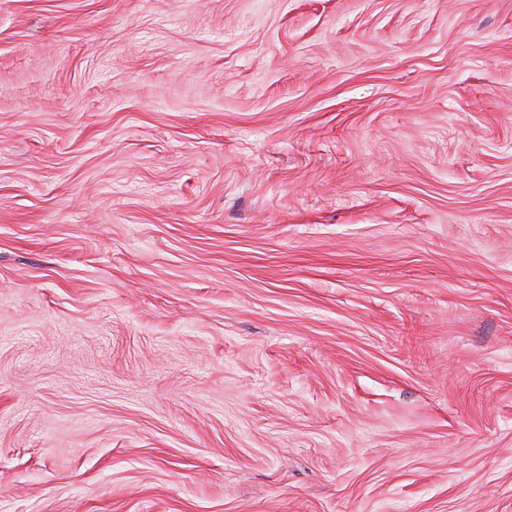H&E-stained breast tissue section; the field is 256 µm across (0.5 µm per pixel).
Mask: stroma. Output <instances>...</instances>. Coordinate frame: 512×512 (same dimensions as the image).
<instances>
[{
	"label": "stroma",
	"instance_id": "1",
	"mask_svg": "<svg viewBox=\"0 0 512 512\" xmlns=\"http://www.w3.org/2000/svg\"><path fill=\"white\" fill-rule=\"evenodd\" d=\"M0 512H512V0H0Z\"/></svg>",
	"mask_w": 512,
	"mask_h": 512
}]
</instances>
